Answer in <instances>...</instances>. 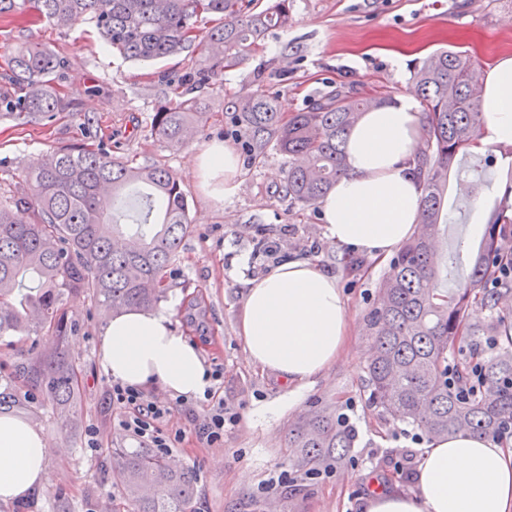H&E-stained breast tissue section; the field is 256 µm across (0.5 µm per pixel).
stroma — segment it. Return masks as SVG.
<instances>
[{"mask_svg":"<svg viewBox=\"0 0 512 512\" xmlns=\"http://www.w3.org/2000/svg\"><path fill=\"white\" fill-rule=\"evenodd\" d=\"M290 12L288 28L269 29L241 65L216 76L204 90L215 120L178 151L151 127L168 84L193 71L194 57L138 63L112 52L87 24L60 31L34 15L0 20V93L10 90L5 59L25 42L66 60L59 85L76 105L75 111L30 122L0 111V194L12 190L47 152L82 144L107 147L113 157L139 165H164L188 195L193 229L169 266L163 303L170 306L177 331L200 345L206 367L220 370L217 395L236 416L224 430L223 443L208 448L191 433L183 408L174 407L167 419L169 431L185 433L166 460L173 468L195 472V512H362L373 486L405 493L416 489L415 478L400 476L384 462L406 450L405 425L376 415L362 380L371 348L365 317L389 266L336 248L324 233L320 208L284 196L288 158L278 151H269L260 164L243 166L234 196L223 201L213 196V184L195 169L194 158L212 141L236 142L224 132L225 95L260 90L275 96L288 115L339 87L365 97L408 93L415 87L416 62L441 47L473 56L485 68L501 54H512V0H290ZM487 152L490 164L473 158L461 164L477 170L483 181L478 199L462 197L457 176L448 180L441 246L462 268L485 232L484 224L473 223L474 211L493 208L502 186L512 183V164L497 146H488ZM288 257L317 262L335 274L349 311L346 349L296 397L275 375L247 361L236 328L243 278L262 275ZM351 260L361 267L348 274L343 265ZM67 313L78 324L69 338L78 386L68 431H61L50 404L21 369L48 345V337L0 338V412L31 419L55 447L43 493L28 501L1 502L0 512H58L62 507L120 512L125 506L110 451H134L141 443L119 430L108 400L112 381L97 362L100 315L83 296L71 299ZM274 399L285 402L277 418L253 416L256 406ZM315 406L347 414L359 436L342 459L300 469L292 464L296 451L288 446V429ZM92 429L98 432L94 449L87 446ZM282 468L290 470L292 482L269 488V478Z\"/></svg>","mask_w":512,"mask_h":512,"instance_id":"35a3bbf8","label":"stroma"}]
</instances>
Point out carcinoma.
Here are the masks:
<instances>
[{"mask_svg": "<svg viewBox=\"0 0 512 512\" xmlns=\"http://www.w3.org/2000/svg\"><path fill=\"white\" fill-rule=\"evenodd\" d=\"M29 14L63 30L91 24L132 61L197 55L195 73L176 85L175 98L154 115L152 131L172 150L183 148L189 132L213 118L193 93L239 66L268 29L286 28L291 20L289 0H269L263 7L259 0H0V18ZM205 15L221 24L199 37L196 23ZM6 61L7 79L20 90L17 96L0 95L9 114L48 119L73 111L57 87L65 70L61 57L20 45ZM475 65L459 52L438 49L413 69L425 119L424 139L412 160L423 191L421 226L391 263L366 319L373 339L364 367L369 405L429 439L476 433L498 441L512 420V276L501 273L504 264H512V246L498 234L500 225H512L509 200L492 212L457 287L445 291L436 276L434 241L448 172L482 136ZM384 102L337 89L286 119L273 97L256 91L225 97L224 118L243 143L247 162L261 161L271 148L288 156L284 192L309 207L323 201L345 172L348 131L362 112ZM139 186L148 189L144 224L150 231L125 235L119 248L105 225L112 210L100 207L97 197L110 187L115 206ZM191 231L187 194L172 171L121 161L101 148L49 152L0 200V336L55 337V348L23 370L60 416H70L77 382L66 349L75 330L66 310L70 296L89 297L106 318L130 307H154L165 296L168 267ZM28 279L38 282L36 292H21ZM488 338L495 348L477 349ZM456 384L473 386L471 394L457 395ZM354 443L355 434L323 409L311 410L288 432L298 467L337 458ZM113 457L136 512H193V471L171 469L148 448H116Z\"/></svg>", "mask_w": 512, "mask_h": 512, "instance_id": "obj_1", "label": "carcinoma"}]
</instances>
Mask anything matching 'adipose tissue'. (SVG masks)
Returning <instances> with one entry per match:
<instances>
[{"instance_id":"ef3b65f1","label":"adipose tissue","mask_w":512,"mask_h":512,"mask_svg":"<svg viewBox=\"0 0 512 512\" xmlns=\"http://www.w3.org/2000/svg\"><path fill=\"white\" fill-rule=\"evenodd\" d=\"M480 146L512 145V56L501 55L481 77ZM424 119L413 95L364 112L350 130L346 174L322 203L325 234L350 253L387 260L420 221V182L410 162ZM195 164L219 179V199L237 188L234 149L211 143ZM251 364L293 389L321 374L346 346L349 311L335 276L310 261L290 259L247 281L236 318ZM98 363L113 381L159 386L183 398L202 397L210 379L197 348L173 326L168 309H127L100 327ZM53 451L45 431L0 413V502L24 501L47 486ZM365 512H512V448L473 434L428 442L420 454L416 491L376 492Z\"/></svg>"}]
</instances>
